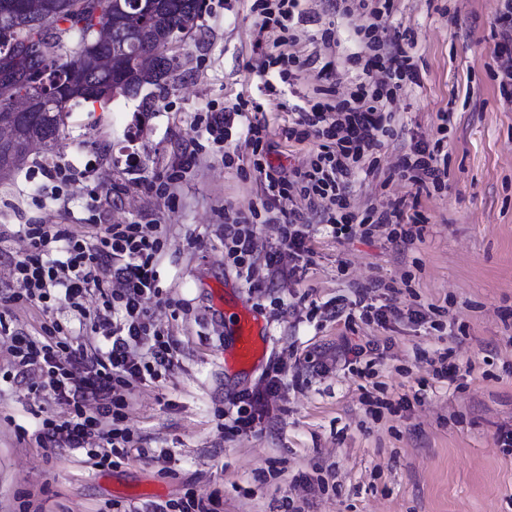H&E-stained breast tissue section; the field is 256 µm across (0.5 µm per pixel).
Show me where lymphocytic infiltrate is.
<instances>
[{
  "instance_id": "f902f5d3",
  "label": "lymphocytic infiltrate",
  "mask_w": 512,
  "mask_h": 512,
  "mask_svg": "<svg viewBox=\"0 0 512 512\" xmlns=\"http://www.w3.org/2000/svg\"><path fill=\"white\" fill-rule=\"evenodd\" d=\"M338 15L361 14L356 26L357 46L347 61L361 65L363 81L346 95L313 105H293L289 138L319 140L316 156L289 174L267 162L254 161L253 170L263 195L264 210L275 208L289 191L309 204L319 205V223L338 239L350 237L354 228L372 236L390 227L394 241L420 238L418 215L409 213L405 199L386 207L369 206L363 212L350 207L351 186L360 173L370 172L383 146L393 135V103L403 83H418L419 75L409 50L412 41L396 28L382 26L394 0H330ZM502 40L499 53L500 87L505 102L512 103V0H500L495 18ZM262 104L239 103L230 110L211 113L209 134L231 137L240 130L246 145L260 151L268 130ZM439 139L417 142L397 164L400 177L417 189L440 191L448 184V157L443 152V132L450 119L442 113ZM27 254L12 263L16 280L24 285L13 300L42 305H65L71 320L44 325L43 337H14L9 348L7 375L25 381L28 389L46 403L68 409L66 418L42 419L37 431L41 444H57L86 452L95 466L111 467L127 457L134 439L125 428L127 392L135 384L157 378L159 369L173 366L176 350L168 334L157 327L148 304L160 295L158 288L161 242L153 224H95L90 231L74 233L65 224H24ZM224 246L239 272L251 269L257 249V226L244 215L224 220ZM314 248L308 226L298 212H289L279 237L264 259L269 272L280 277L302 274L313 262ZM95 295L102 301L96 312L83 305ZM101 336L94 349L73 347L75 329ZM281 366H273L258 389L239 394L230 429L250 431L256 420L269 415L282 383Z\"/></svg>"
}]
</instances>
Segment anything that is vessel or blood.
Returning a JSON list of instances; mask_svg holds the SVG:
<instances>
[{"label": "vessel or blood", "instance_id": "1", "mask_svg": "<svg viewBox=\"0 0 512 512\" xmlns=\"http://www.w3.org/2000/svg\"><path fill=\"white\" fill-rule=\"evenodd\" d=\"M227 327L231 343L224 350V365L247 370L260 362L266 352L268 328L247 306H239L227 313Z\"/></svg>", "mask_w": 512, "mask_h": 512}]
</instances>
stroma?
Masks as SVG:
<instances>
[{
  "mask_svg": "<svg viewBox=\"0 0 512 512\" xmlns=\"http://www.w3.org/2000/svg\"><path fill=\"white\" fill-rule=\"evenodd\" d=\"M255 0H207L208 10L178 50L181 66L169 85L118 97L108 108L73 106L64 136L49 158L29 157L0 180V304L11 329L40 337L49 318L41 305L11 301L20 285L10 262L27 244L22 224H154L162 240L161 296L148 304L153 321L176 346L173 367L128 396L127 424L137 450L99 468L69 448L35 439L43 414L64 406L37 401L27 386L0 384V512H145L155 501L220 497L222 512H512V447L496 442L512 423V106L496 74L501 64L495 25L498 0H395L382 23L406 29L416 42L420 85H404L394 110L397 131L374 173L361 175L352 209L416 202L424 231L413 243L332 237L296 196L282 211L303 210L315 263L299 278L271 275L262 256L277 223L259 225L255 275L236 273L224 247V215L260 208L250 152L216 141L206 113L239 98L266 106L268 161L283 170L306 162L319 143L287 139L288 89L317 102L328 88L346 91L360 68L346 64L360 16L342 19L327 0H310L311 22L292 31L293 50L311 56L293 85L274 82L260 95L263 59L253 50L263 32L267 52L283 33L261 29ZM339 44H325L326 29ZM448 126V187L420 192L395 166L411 142ZM138 167H130L128 155ZM65 169L51 180L47 169ZM398 288L396 303H417L425 322L361 319V303L385 304L382 284ZM246 301L267 321L269 351L244 373L224 368V315L213 302ZM339 303L333 317L327 305ZM378 350L367 368L336 359L342 343ZM447 353L451 377L434 360ZM323 363L313 371L311 361ZM284 367L278 410L252 432L224 430L233 398L258 388L272 365ZM409 397L410 405L400 404ZM168 449L153 461L140 449Z\"/></svg>",
  "mask_w": 512,
  "mask_h": 512,
  "instance_id": "stroma-1",
  "label": "stroma"
}]
</instances>
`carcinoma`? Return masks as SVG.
I'll use <instances>...</instances> for the list:
<instances>
[{
    "label": "carcinoma",
    "instance_id": "1",
    "mask_svg": "<svg viewBox=\"0 0 512 512\" xmlns=\"http://www.w3.org/2000/svg\"><path fill=\"white\" fill-rule=\"evenodd\" d=\"M13 8L0 13V127L12 138L0 145L13 151L9 163L0 164V179L10 178L32 155H51L62 137L69 104L97 103L107 107L119 94L137 95L148 86L160 87L175 78L178 58L161 55L162 75L143 73L137 63L143 54H155L179 38L186 26L202 17L206 0H170L155 20L131 13V23L113 14L112 0H13ZM112 26V66L99 71L84 68V57L97 50L96 28ZM70 43L72 59L59 53L63 39ZM47 92L52 111L26 116L14 111V100L30 93Z\"/></svg>",
    "mask_w": 512,
    "mask_h": 512
}]
</instances>
